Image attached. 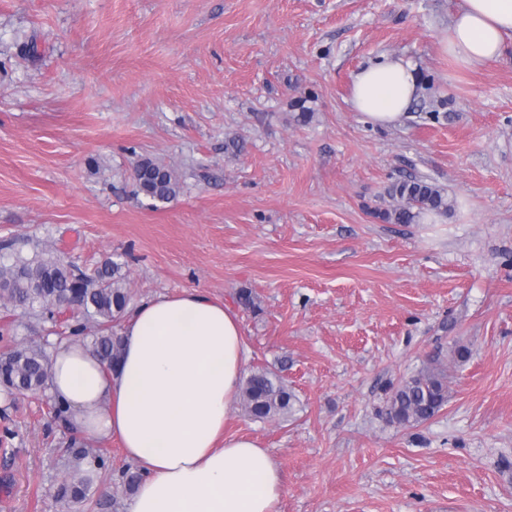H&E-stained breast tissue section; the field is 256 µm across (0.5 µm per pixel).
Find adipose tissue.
Returning a JSON list of instances; mask_svg holds the SVG:
<instances>
[{
  "label": "adipose tissue",
  "instance_id": "1",
  "mask_svg": "<svg viewBox=\"0 0 512 512\" xmlns=\"http://www.w3.org/2000/svg\"><path fill=\"white\" fill-rule=\"evenodd\" d=\"M458 64L512 53V0H458L441 36ZM420 84L414 63L385 54L354 72L363 121L401 123ZM117 366L59 343L48 384L79 437L117 439L143 475L127 512H278L281 473L267 449L224 432L249 349L236 314L197 290L136 305L119 332Z\"/></svg>",
  "mask_w": 512,
  "mask_h": 512
}]
</instances>
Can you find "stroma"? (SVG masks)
Returning a JSON list of instances; mask_svg holds the SVG:
<instances>
[{
  "mask_svg": "<svg viewBox=\"0 0 512 512\" xmlns=\"http://www.w3.org/2000/svg\"><path fill=\"white\" fill-rule=\"evenodd\" d=\"M456 5L0 0V262L92 276L112 258L133 303L197 289L228 305L248 370L294 395L264 421L235 405L225 427L268 450L279 512H512V55L444 54ZM384 53L423 82L375 128L350 81ZM143 158L175 168L177 196L140 193ZM409 177L454 199L440 223L382 218ZM75 323L0 298V353L52 352ZM439 363L447 404L392 421L391 388ZM54 404L0 393V512H98L54 498L73 435ZM92 445L101 492L128 504L119 443Z\"/></svg>",
  "mask_w": 512,
  "mask_h": 512,
  "instance_id": "35a3bbf8",
  "label": "stroma"
}]
</instances>
